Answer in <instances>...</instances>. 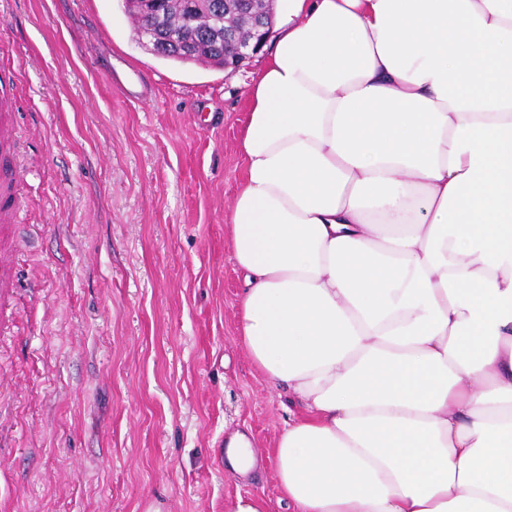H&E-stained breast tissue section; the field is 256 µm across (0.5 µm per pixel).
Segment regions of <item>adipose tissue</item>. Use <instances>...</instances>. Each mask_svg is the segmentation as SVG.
I'll return each instance as SVG.
<instances>
[{"label": "adipose tissue", "instance_id": "ef3b65f1", "mask_svg": "<svg viewBox=\"0 0 512 512\" xmlns=\"http://www.w3.org/2000/svg\"><path fill=\"white\" fill-rule=\"evenodd\" d=\"M227 226L292 512H512V0H276Z\"/></svg>", "mask_w": 512, "mask_h": 512}]
</instances>
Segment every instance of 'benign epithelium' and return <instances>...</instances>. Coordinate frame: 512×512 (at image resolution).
<instances>
[{
  "mask_svg": "<svg viewBox=\"0 0 512 512\" xmlns=\"http://www.w3.org/2000/svg\"><path fill=\"white\" fill-rule=\"evenodd\" d=\"M234 12L245 22V28L234 27L224 31V39H216V50L222 53L224 69L237 71L245 62L251 60L262 44L270 36L273 28V0H233ZM140 37L147 38V45L158 51L169 46L164 27L138 31Z\"/></svg>",
  "mask_w": 512,
  "mask_h": 512,
  "instance_id": "1",
  "label": "benign epithelium"
}]
</instances>
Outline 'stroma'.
<instances>
[{"label":"stroma","instance_id":"35a3bbf8","mask_svg":"<svg viewBox=\"0 0 512 512\" xmlns=\"http://www.w3.org/2000/svg\"><path fill=\"white\" fill-rule=\"evenodd\" d=\"M123 0H0L21 207L0 231V512H289L287 396L240 345L225 226L260 61L152 54ZM264 458L239 478L224 437Z\"/></svg>","mask_w":512,"mask_h":512}]
</instances>
